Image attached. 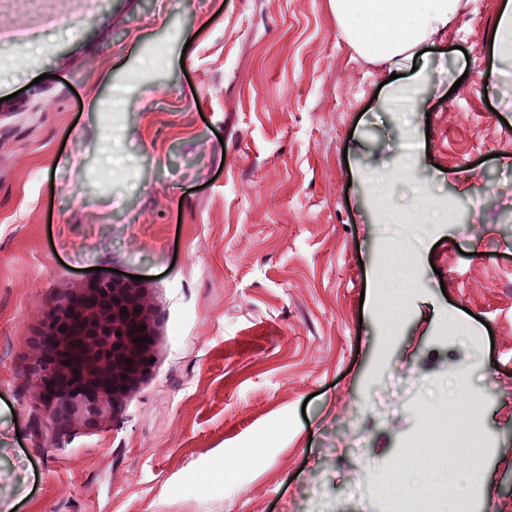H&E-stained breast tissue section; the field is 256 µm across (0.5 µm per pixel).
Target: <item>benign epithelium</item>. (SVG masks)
Segmentation results:
<instances>
[{
  "label": "benign epithelium",
  "mask_w": 512,
  "mask_h": 512,
  "mask_svg": "<svg viewBox=\"0 0 512 512\" xmlns=\"http://www.w3.org/2000/svg\"><path fill=\"white\" fill-rule=\"evenodd\" d=\"M138 336L149 341L133 342ZM152 340V306L139 282L91 279L62 298L32 339L38 405L62 431L98 426L120 411L148 371ZM67 360L72 365H63Z\"/></svg>",
  "instance_id": "obj_1"
}]
</instances>
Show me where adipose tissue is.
I'll return each instance as SVG.
<instances>
[{"mask_svg": "<svg viewBox=\"0 0 512 512\" xmlns=\"http://www.w3.org/2000/svg\"><path fill=\"white\" fill-rule=\"evenodd\" d=\"M458 0H335L336 19L356 49L386 63L389 81L378 108L421 112L434 90L425 49L445 29Z\"/></svg>", "mask_w": 512, "mask_h": 512, "instance_id": "adipose-tissue-1", "label": "adipose tissue"}]
</instances>
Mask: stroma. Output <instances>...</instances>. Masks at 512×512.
Segmentation results:
<instances>
[{"instance_id":"stroma-1","label":"stroma","mask_w":512,"mask_h":512,"mask_svg":"<svg viewBox=\"0 0 512 512\" xmlns=\"http://www.w3.org/2000/svg\"><path fill=\"white\" fill-rule=\"evenodd\" d=\"M502 0H459L426 57L414 183L453 218H375L402 115L333 0H0V512H383L351 485L396 466L460 372L484 450L470 512L512 504V69ZM71 18L78 30L44 26ZM470 178L474 191L456 190ZM416 276L396 333L388 251ZM144 277L154 361L119 413L57 431L30 342L89 268ZM492 53L500 67L512 64V2L506 0L499 12L492 39ZM412 260V256L409 253L403 252L400 254L399 261L406 266L405 271L407 276L403 278V284L399 294L392 298L386 297L382 302L381 313L391 333L395 331L400 322L405 298L413 286L415 270L412 266Z\"/></svg>"}]
</instances>
